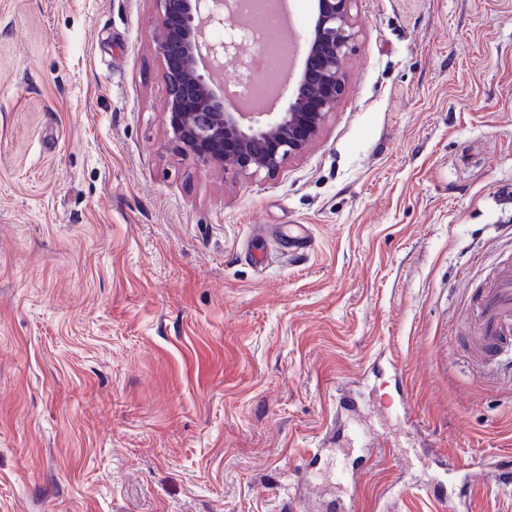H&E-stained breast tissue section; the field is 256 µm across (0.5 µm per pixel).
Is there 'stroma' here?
Wrapping results in <instances>:
<instances>
[{"label": "stroma", "instance_id": "obj_1", "mask_svg": "<svg viewBox=\"0 0 512 512\" xmlns=\"http://www.w3.org/2000/svg\"><path fill=\"white\" fill-rule=\"evenodd\" d=\"M154 12L0 0V512H296L345 387L452 482L512 456V354L463 344L512 266V0H356L321 139L252 181L167 150ZM353 458L358 512H437L433 466Z\"/></svg>", "mask_w": 512, "mask_h": 512}]
</instances>
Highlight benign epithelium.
I'll return each instance as SVG.
<instances>
[{"mask_svg":"<svg viewBox=\"0 0 512 512\" xmlns=\"http://www.w3.org/2000/svg\"><path fill=\"white\" fill-rule=\"evenodd\" d=\"M153 39L166 97L167 145L198 169L230 166L234 177L272 178L320 138L346 87L343 61L357 37L354 0H315L302 63L281 111L226 105L223 64L249 34L231 22L234 0H153Z\"/></svg>","mask_w":512,"mask_h":512,"instance_id":"benign-epithelium-1","label":"benign epithelium"}]
</instances>
